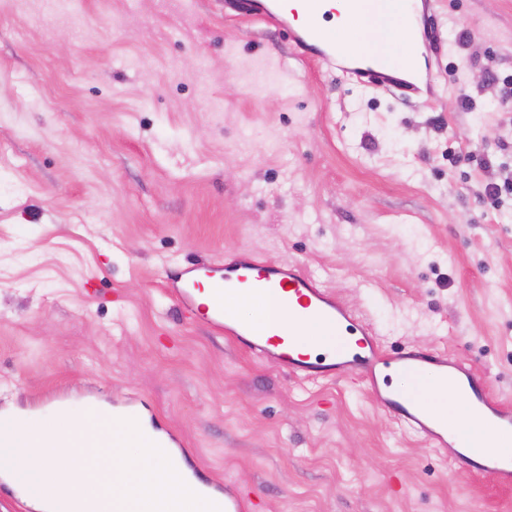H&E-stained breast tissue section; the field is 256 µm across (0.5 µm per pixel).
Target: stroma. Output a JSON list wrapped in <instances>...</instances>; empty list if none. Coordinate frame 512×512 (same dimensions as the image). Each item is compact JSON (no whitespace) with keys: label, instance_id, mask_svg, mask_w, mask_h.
<instances>
[{"label":"stroma","instance_id":"stroma-1","mask_svg":"<svg viewBox=\"0 0 512 512\" xmlns=\"http://www.w3.org/2000/svg\"><path fill=\"white\" fill-rule=\"evenodd\" d=\"M428 32L416 97L225 0H0V409L132 398L254 512H512L359 381L291 378L169 292L244 252L293 263L512 404V199L481 198L512 170V0H439Z\"/></svg>","mask_w":512,"mask_h":512}]
</instances>
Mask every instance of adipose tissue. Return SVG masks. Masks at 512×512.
<instances>
[{"instance_id":"obj_1","label":"adipose tissue","mask_w":512,"mask_h":512,"mask_svg":"<svg viewBox=\"0 0 512 512\" xmlns=\"http://www.w3.org/2000/svg\"><path fill=\"white\" fill-rule=\"evenodd\" d=\"M358 14H349L346 0H328V25L337 34L357 46L366 57L380 60L389 70L402 72L408 67L405 51L396 38V30L410 10L409 0H361ZM391 387L397 393L419 403L433 420L448 431H456L462 408L451 388H430L429 376L391 372Z\"/></svg>"}]
</instances>
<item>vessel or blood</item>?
I'll return each mask as SVG.
<instances>
[{"instance_id": "b4317fda", "label": "vessel or blood", "mask_w": 512, "mask_h": 512, "mask_svg": "<svg viewBox=\"0 0 512 512\" xmlns=\"http://www.w3.org/2000/svg\"><path fill=\"white\" fill-rule=\"evenodd\" d=\"M324 6L325 0H295L296 9L307 18L305 24L290 33L301 52L311 53L327 65L340 64L344 74L371 85L388 84L381 63L368 60L353 44L337 38L320 24ZM234 7L239 13L268 22L281 20L279 9L258 6L252 0H236ZM228 288L273 298L280 322H255L235 315L224 306V291ZM173 294L191 319L203 321L214 332L237 342L259 359L274 362L293 377L315 382L359 374L366 390L402 429L424 439L433 449L457 448L455 461L461 472L490 470L501 484H512L511 458H499L485 446L467 445L465 427L481 416L489 418L496 429L512 431V408L490 400L484 377L442 351H388L365 316L327 288L322 278L293 264L255 257L222 267L186 269ZM310 322L321 323L349 339L354 352L316 357L305 353L294 337ZM399 367L429 373L435 382L450 384L466 403L462 428L451 434L434 426L419 405L389 391L385 372Z\"/></svg>"}]
</instances>
